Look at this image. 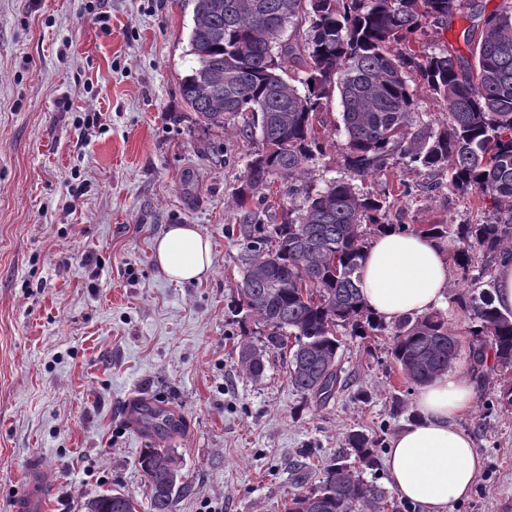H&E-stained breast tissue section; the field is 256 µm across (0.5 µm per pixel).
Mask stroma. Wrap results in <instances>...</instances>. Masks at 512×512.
Instances as JSON below:
<instances>
[{
  "label": "stroma",
  "mask_w": 512,
  "mask_h": 512,
  "mask_svg": "<svg viewBox=\"0 0 512 512\" xmlns=\"http://www.w3.org/2000/svg\"><path fill=\"white\" fill-rule=\"evenodd\" d=\"M470 11L419 32L415 50L465 51ZM187 0H0V512L31 460L51 488L50 512H86L93 495L145 498L140 467L151 440L126 419L131 397L178 411L174 449L185 483L174 512H283L293 463L317 484L341 459L389 487L384 467L347 455L350 431L373 435L379 457L414 423L417 395L390 357L391 339L344 336L342 387L326 404L288 381L273 350L262 378L237 366V284L244 249L236 192L259 147L233 129L187 119L179 85L188 53ZM340 100H324L330 145L307 165L319 190L347 177ZM425 170L396 164L366 179L387 196L393 224H477L475 195L432 189ZM411 194H404V186ZM171 224H193L213 246L198 283L169 281L152 257ZM452 268L440 312L469 347ZM475 388L457 419L483 457L468 498L449 512H512V407L496 400L499 372L455 363Z\"/></svg>",
  "instance_id": "stroma-1"
}]
</instances>
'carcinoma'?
I'll return each instance as SVG.
<instances>
[{
  "mask_svg": "<svg viewBox=\"0 0 512 512\" xmlns=\"http://www.w3.org/2000/svg\"><path fill=\"white\" fill-rule=\"evenodd\" d=\"M193 26L189 54L195 65L180 85L194 120L224 129L261 148L248 161L237 192L243 211L239 233L245 262L237 313L244 327L237 364L254 380L265 372V355H288V379L305 398L326 403L340 383L338 328L365 334L384 330L365 307L359 289L360 260L369 237L390 224L386 199L364 192L355 181L390 170L399 157L434 176L448 174V190L490 199L498 216L481 224H399L403 232L455 238V262L468 272L481 257L488 272L512 254V0L485 13L470 0L473 24L464 32L470 56L451 48L419 57L406 51L412 34L445 25L457 0H189ZM296 28L293 38L280 32ZM224 70V85L204 86L205 72ZM304 69V91L285 78V64ZM417 70L434 96L448 106L441 124L414 125V94L405 70ZM338 92L346 134L342 146L347 179L304 192L288 220L266 224L251 208L255 196L275 181L298 191L306 165L323 151L320 110ZM494 283L470 281L460 299L469 313L468 357L475 370H512V313L494 305ZM267 331L252 343L247 323ZM391 356L412 385L422 386L448 371L460 356L458 336L438 313L412 315L395 324ZM493 364H488V360ZM175 414L146 404L138 422L145 433L175 429ZM348 449L364 466L377 463V442L360 431ZM149 512H173L180 468L173 451L143 450ZM139 502L120 491L88 499L87 512H138ZM382 487L336 462L318 487L288 493L285 512H385Z\"/></svg>",
  "mask_w": 512,
  "mask_h": 512,
  "instance_id": "cac0c4a2",
  "label": "carcinoma"
}]
</instances>
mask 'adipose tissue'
I'll use <instances>...</instances> for the list:
<instances>
[{"label": "adipose tissue", "mask_w": 512, "mask_h": 512, "mask_svg": "<svg viewBox=\"0 0 512 512\" xmlns=\"http://www.w3.org/2000/svg\"><path fill=\"white\" fill-rule=\"evenodd\" d=\"M153 259L171 280L196 282L212 268L209 239L197 226L172 224L153 243ZM451 259L436 240L394 230L377 235L363 256L360 289L368 309L395 322L442 306L448 298ZM475 391L459 371L448 370L421 386L419 420L391 441L385 466L392 488L423 512H448L466 498L482 468L472 436L456 427Z\"/></svg>", "instance_id": "adipose-tissue-1"}]
</instances>
